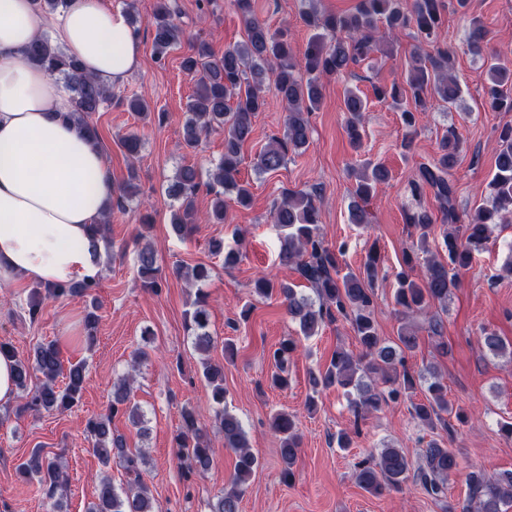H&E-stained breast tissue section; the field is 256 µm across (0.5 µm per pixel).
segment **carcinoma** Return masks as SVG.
Returning a JSON list of instances; mask_svg holds the SVG:
<instances>
[{
	"instance_id": "cac0c4a2",
	"label": "carcinoma",
	"mask_w": 512,
	"mask_h": 512,
	"mask_svg": "<svg viewBox=\"0 0 512 512\" xmlns=\"http://www.w3.org/2000/svg\"><path fill=\"white\" fill-rule=\"evenodd\" d=\"M246 29V39L224 46L217 56L209 44L200 41L191 46L181 60V68L199 76L194 93L186 104L187 118L183 125L185 147L196 149L201 138L215 129L224 131V156L206 172L194 165L180 166L167 194L176 202L171 214L172 231L179 237L190 236L200 220L197 195L201 187L211 195L206 221L222 224L227 219L225 196L246 207L252 195L249 184L238 179L241 151L253 133V118L266 109L267 85H273L285 104L287 115L283 137L274 138L259 152L255 168L259 173L278 170L288 152L307 146L310 133L309 114L317 109L322 98V80L341 75L372 60L379 26L391 34L412 30L419 43L432 46L423 53L414 49L409 56L405 83L374 86L375 97L388 102L400 112L405 128L416 125V114L426 111L431 101L453 105L461 95L460 85L448 68V46L440 44L438 33L444 24L442 0H358L354 10L341 13H320L315 8L303 12L302 19L314 34L305 51L298 55L282 33L270 31L259 20L252 0H233ZM179 15L174 0H155L148 25L152 29V56L161 61L181 41L176 22ZM490 29L479 19L470 23L466 44L471 53L484 59L487 73L485 94L494 111H512V61L490 47ZM30 61L60 76L73 93L75 111L70 119L94 142L99 132L93 115L112 101V91L93 77L80 71L79 65L64 52L43 39L35 40L27 51ZM367 101L352 90L344 97L346 129L354 147L361 143L360 129ZM460 135L453 127L442 138L437 157L417 168L410 181L413 195L418 197L429 188L436 202L433 213L420 205L407 214L406 221L418 232L419 250L428 252V238L435 223L452 227L443 231L446 254L428 260L421 278L410 274L417 253L405 254V268L396 274L394 301L398 314L410 318L423 314L433 304L445 307L454 290L459 288V273L471 266L474 254L486 249L491 225L512 217V126H504L498 134L495 152V173L489 183V204L480 205L467 214L459 210L453 180L458 164ZM389 171L376 165L364 168L358 175L354 201L350 205V222L358 226L369 223L365 204L377 186L388 182ZM136 171L129 170L113 205L125 208V200L135 196ZM317 190H288L274 204L272 221L280 230L278 263L294 269L314 289L316 299L299 294L294 286L268 277L254 281V294L269 299L276 296L286 305L288 316L296 322L300 334L308 339L326 323L341 318L349 322L361 350L357 353L336 348L322 367L309 371L311 395L307 409L317 406L316 396L331 388H340L349 398L354 415V428L360 422L389 404L409 402L413 420L431 432L441 429L446 436L429 440L421 450L420 462L413 464L398 448L386 447L357 464L356 480L360 488L372 495L402 489L408 480L421 486L432 499H448V481L461 468L459 455L452 448L455 429L448 423L453 416L463 421L461 409L448 404L447 385L436 374L425 376L408 366V359L419 347L417 330L402 326L395 341L388 343L379 335L374 320L376 297L374 285L380 273L377 247H372L359 272L343 268V246L333 247L324 240L319 221ZM210 252L224 256V265L232 266L240 259L235 250H224V241L210 243ZM138 273L143 286L159 291L155 251L147 244L137 256ZM177 274L188 281L202 282L210 277L204 264L180 267ZM99 278H82L48 289L55 298L82 295L90 298V308L83 320L84 342L92 345L99 324V304L95 291ZM185 329L191 335L195 350L204 355L202 376L210 391L214 422L224 435V447L235 454L234 472L224 492L210 504V512H240V504L248 482L259 466L252 452L241 421L224 408V364L206 358L213 345L207 294L197 290L196 299L184 312ZM428 332L435 339L436 350L448 355V341L443 336V321L432 317ZM483 350L494 356L506 350L504 340L494 332L483 331ZM298 348V340H282L273 351L275 370L271 386L288 388V360ZM15 359V385L21 394L20 412L50 413L68 411L79 403L86 382L85 364L79 361L63 371L60 348L55 341L39 343L27 357L17 356L14 346L0 340V354ZM65 374L60 386L57 379ZM39 384L31 386L32 378ZM132 374L128 373L112 387V400L107 413L87 421L86 429L93 440L92 452L102 466L119 459L127 476L126 487L118 490L111 477L104 473L97 486V499L87 512H154L150 487L142 477L143 453L127 448L125 438L112 431V419L127 418L140 433H146L145 414L131 402ZM423 397L416 398L417 391ZM272 430L279 436L281 478L291 482L300 438L296 415L277 410L270 417ZM180 463L189 475L204 476L213 465V449L205 437L199 412L190 406L181 410V425L174 436ZM25 482H36L47 498L54 500L55 512H63V502L56 498L59 485L66 480L61 462L33 449L16 467ZM467 497L461 510L448 506V512H507L512 507V470L489 474L472 471L466 475Z\"/></svg>"
}]
</instances>
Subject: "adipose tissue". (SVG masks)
Segmentation results:
<instances>
[{"mask_svg": "<svg viewBox=\"0 0 512 512\" xmlns=\"http://www.w3.org/2000/svg\"><path fill=\"white\" fill-rule=\"evenodd\" d=\"M36 39L107 86L138 67L141 40L103 0L53 14L0 0V281L54 286L98 274L94 228L115 188L101 150L68 118L70 95L29 61Z\"/></svg>", "mask_w": 512, "mask_h": 512, "instance_id": "obj_1", "label": "adipose tissue"}]
</instances>
